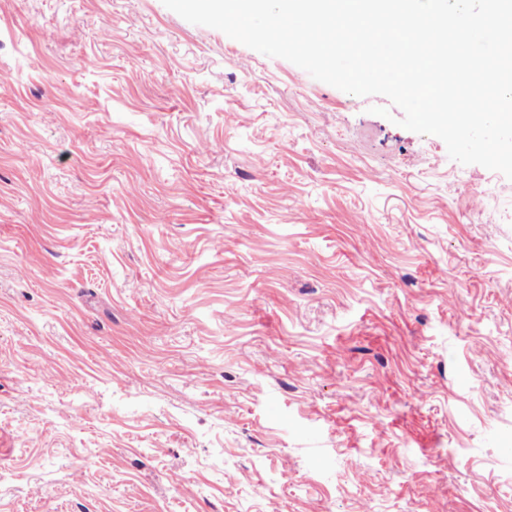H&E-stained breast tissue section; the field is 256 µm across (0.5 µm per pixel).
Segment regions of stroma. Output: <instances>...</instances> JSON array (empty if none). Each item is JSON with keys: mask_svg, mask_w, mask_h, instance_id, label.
Here are the masks:
<instances>
[{"mask_svg": "<svg viewBox=\"0 0 512 512\" xmlns=\"http://www.w3.org/2000/svg\"><path fill=\"white\" fill-rule=\"evenodd\" d=\"M402 116L0 0V512H512V179Z\"/></svg>", "mask_w": 512, "mask_h": 512, "instance_id": "35a3bbf8", "label": "stroma"}]
</instances>
